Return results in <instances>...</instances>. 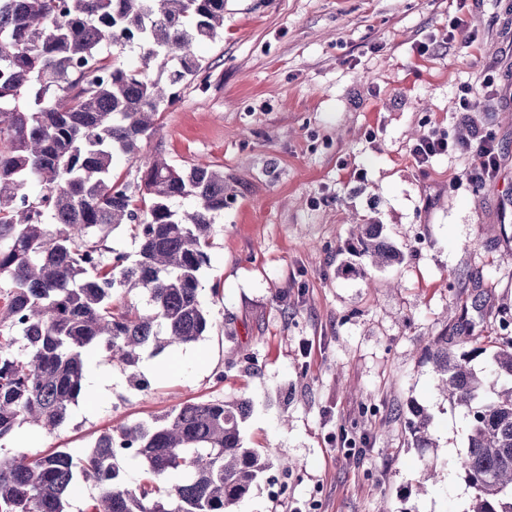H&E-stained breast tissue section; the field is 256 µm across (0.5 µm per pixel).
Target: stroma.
<instances>
[{
    "instance_id": "35a3bbf8",
    "label": "stroma",
    "mask_w": 512,
    "mask_h": 512,
    "mask_svg": "<svg viewBox=\"0 0 512 512\" xmlns=\"http://www.w3.org/2000/svg\"><path fill=\"white\" fill-rule=\"evenodd\" d=\"M456 16L472 47L449 40ZM194 54L202 71L113 176L139 180L157 153L223 170L230 201L199 275L207 333L133 374L91 353L105 392L85 390L54 433L19 427L0 456L80 457L105 429L187 400L248 398L244 444L273 468L238 512H464L473 490L454 460L469 418L425 348L512 322V0H224L222 34ZM488 72L496 95L459 111ZM477 129L500 147L479 187L450 185L468 154L412 155L423 134ZM361 224L382 225L400 261L349 251ZM414 403L433 416L435 449L410 443ZM429 468L437 479L418 491Z\"/></svg>"
}]
</instances>
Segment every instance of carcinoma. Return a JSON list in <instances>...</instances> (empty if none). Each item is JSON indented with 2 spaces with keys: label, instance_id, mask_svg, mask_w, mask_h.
<instances>
[{
  "label": "carcinoma",
  "instance_id": "1",
  "mask_svg": "<svg viewBox=\"0 0 512 512\" xmlns=\"http://www.w3.org/2000/svg\"><path fill=\"white\" fill-rule=\"evenodd\" d=\"M223 28L224 0H0V279L11 283L0 295V440L26 423L58 429L86 388L91 350L133 369L206 332L198 274L224 211V172L156 155L131 183L113 180L112 166L118 154L138 160L171 88L203 69L194 44ZM127 46L140 67L110 52ZM186 198L193 209L173 208ZM122 224L140 240L131 263L109 242ZM359 228L374 264L401 260L381 225ZM119 288L146 294L148 308L114 302ZM463 342L437 336L427 352L440 390L470 415L455 461L474 489L465 512H512V336L490 337L495 350L478 371L487 347ZM252 406L188 401L151 425L102 432L81 457L59 448L0 459V512H67L81 482L98 490L87 512H235L273 467L243 445ZM408 412L415 447H433L431 416ZM124 454L145 464L135 487L117 466ZM172 472L183 480L160 486Z\"/></svg>",
  "mask_w": 512,
  "mask_h": 512
}]
</instances>
